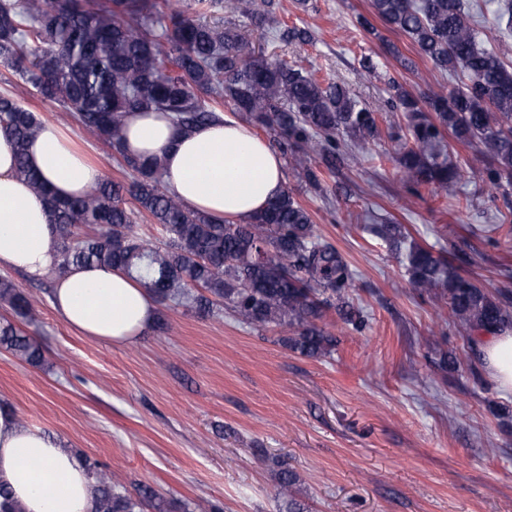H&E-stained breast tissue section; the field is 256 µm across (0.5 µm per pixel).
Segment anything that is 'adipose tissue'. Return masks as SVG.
<instances>
[{"label": "adipose tissue", "instance_id": "adipose-tissue-1", "mask_svg": "<svg viewBox=\"0 0 512 512\" xmlns=\"http://www.w3.org/2000/svg\"><path fill=\"white\" fill-rule=\"evenodd\" d=\"M122 143L130 156L159 159L167 191L216 221L248 223L285 188L281 156L238 121L181 132L166 113L132 112ZM27 161L61 198L83 195L105 178L103 168L49 122L31 140ZM14 167L13 146L0 135V267L32 279L54 276L53 308L83 336L109 345L142 336L157 316L153 295L117 269L86 266L55 275L58 252L46 199L17 178ZM474 347L486 376L499 391L512 394V330L477 336ZM0 486L25 512H91L97 496L95 480L72 449L3 411Z\"/></svg>", "mask_w": 512, "mask_h": 512}]
</instances>
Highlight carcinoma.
<instances>
[{
    "mask_svg": "<svg viewBox=\"0 0 512 512\" xmlns=\"http://www.w3.org/2000/svg\"><path fill=\"white\" fill-rule=\"evenodd\" d=\"M272 0H226L274 39H312L308 30H281ZM210 0H0V69L19 76L42 99L91 135L112 145L123 178H106L83 197L49 199L63 272L71 266L120 268L162 302L218 317L229 310L253 329H277L289 350L308 358L332 353L336 338L323 325L333 309L358 331L364 316L351 297L354 274L336 248L315 232L310 212L291 190L248 224L213 222L186 208L164 188L158 160L122 149L130 112H167L189 132L220 121L222 107L264 131L290 153L293 175L326 192L325 174L353 141L350 161L383 139L396 144L402 181L415 194L448 191L465 179L468 164L448 154L446 135L486 160L484 182L504 195L512 189V64L481 44L463 0H371L372 14L407 37L418 55L442 73L460 75L450 92L419 96L396 88L391 108L403 122L383 125L382 113L363 105L339 83L323 85L297 62L255 53L234 27L201 17ZM497 24L512 30V0H501ZM42 123L9 90L0 91V132L17 149L16 175L43 189L25 150ZM132 200L134 207L126 206ZM145 219L158 236L136 230ZM379 235L401 258L420 295L440 288L455 332L471 341L480 331L512 329V299L480 287L446 256L408 238L400 224ZM0 303L31 324L34 306L13 281L0 278ZM0 347L39 366L38 345L18 324L0 320ZM98 495L92 512H167L165 500L142 489L120 490L112 470L84 459ZM276 492L286 512H307L297 495L299 476L282 467Z\"/></svg>",
    "mask_w": 512,
    "mask_h": 512,
    "instance_id": "obj_1",
    "label": "carcinoma"
}]
</instances>
